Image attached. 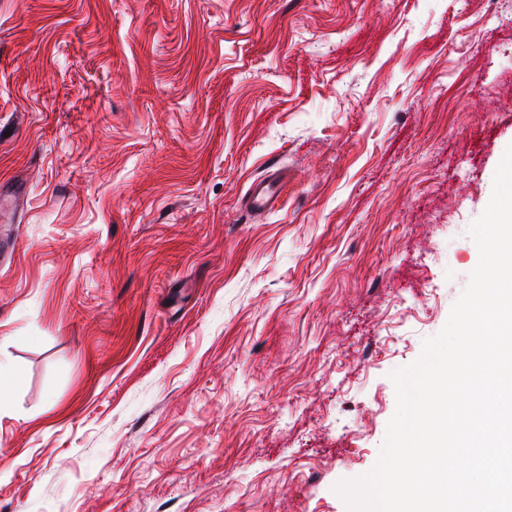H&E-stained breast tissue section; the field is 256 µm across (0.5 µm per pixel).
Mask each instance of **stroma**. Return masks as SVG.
Returning <instances> with one entry per match:
<instances>
[{"label":"stroma","instance_id":"1","mask_svg":"<svg viewBox=\"0 0 512 512\" xmlns=\"http://www.w3.org/2000/svg\"><path fill=\"white\" fill-rule=\"evenodd\" d=\"M511 144L512 0H0V512H348ZM282 184L277 171H269L264 177L252 181L248 187L245 209L253 213H269L278 210Z\"/></svg>","mask_w":512,"mask_h":512}]
</instances>
